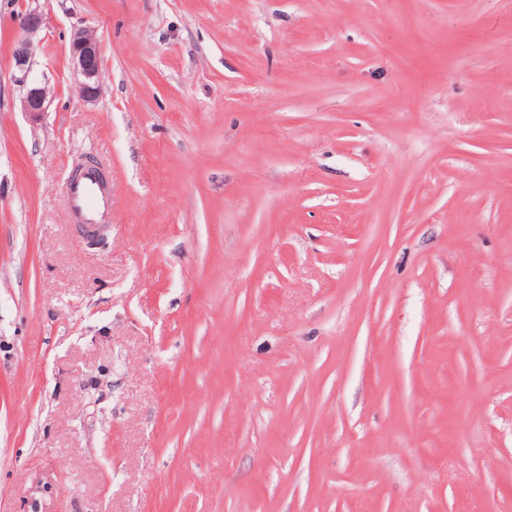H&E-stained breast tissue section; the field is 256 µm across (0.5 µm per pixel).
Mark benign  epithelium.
<instances>
[{"instance_id": "7a95c632", "label": "benign epithelium", "mask_w": 512, "mask_h": 512, "mask_svg": "<svg viewBox=\"0 0 512 512\" xmlns=\"http://www.w3.org/2000/svg\"><path fill=\"white\" fill-rule=\"evenodd\" d=\"M45 25L42 12L33 9L18 17L16 33L13 40L12 58L18 71L17 82L23 90V110L33 116L44 112L47 91L44 87L28 81L33 56L32 37ZM71 54L74 65L83 77L78 87L80 97L91 103L101 91L99 83L100 49L94 35L86 30L74 33L71 42Z\"/></svg>"}]
</instances>
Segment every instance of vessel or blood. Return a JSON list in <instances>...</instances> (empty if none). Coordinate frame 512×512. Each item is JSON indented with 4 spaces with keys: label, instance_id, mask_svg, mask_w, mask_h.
Instances as JSON below:
<instances>
[{
    "label": "vessel or blood",
    "instance_id": "1",
    "mask_svg": "<svg viewBox=\"0 0 512 512\" xmlns=\"http://www.w3.org/2000/svg\"><path fill=\"white\" fill-rule=\"evenodd\" d=\"M66 194L72 219L82 224L86 234H95L112 211V196L93 171L70 178Z\"/></svg>",
    "mask_w": 512,
    "mask_h": 512
}]
</instances>
